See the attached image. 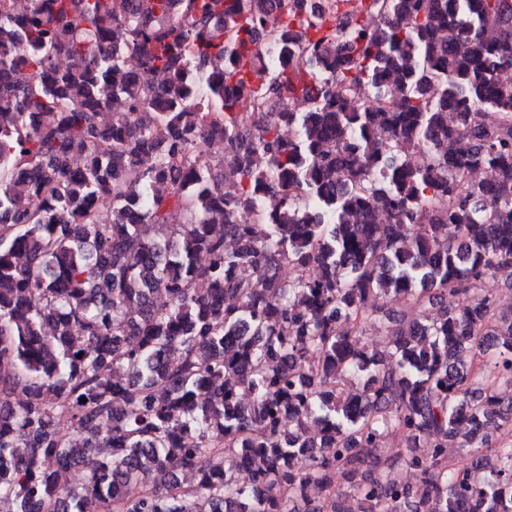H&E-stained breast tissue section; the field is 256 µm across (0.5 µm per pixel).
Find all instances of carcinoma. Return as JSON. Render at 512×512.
Returning a JSON list of instances; mask_svg holds the SVG:
<instances>
[{
    "label": "carcinoma",
    "instance_id": "carcinoma-1",
    "mask_svg": "<svg viewBox=\"0 0 512 512\" xmlns=\"http://www.w3.org/2000/svg\"><path fill=\"white\" fill-rule=\"evenodd\" d=\"M347 2L0 0V512H512V0ZM482 295L492 297L497 312L510 314L512 312V288L505 276L489 277L477 286Z\"/></svg>",
    "mask_w": 512,
    "mask_h": 512
}]
</instances>
